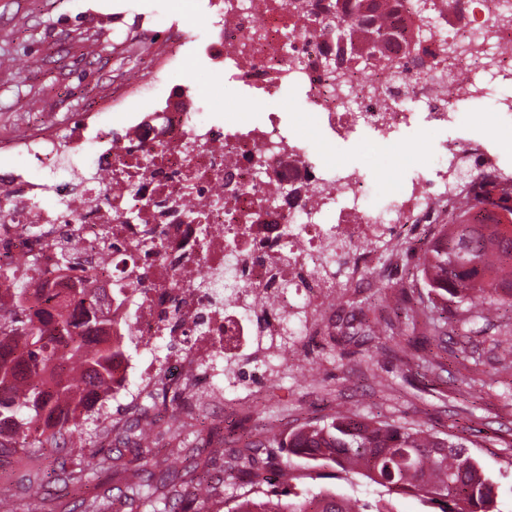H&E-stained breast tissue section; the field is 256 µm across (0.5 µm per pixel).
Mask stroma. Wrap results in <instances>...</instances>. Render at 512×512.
<instances>
[{
    "mask_svg": "<svg viewBox=\"0 0 512 512\" xmlns=\"http://www.w3.org/2000/svg\"><path fill=\"white\" fill-rule=\"evenodd\" d=\"M157 24L145 37L152 53L164 50L160 33L177 27L196 50L189 64L171 81L186 95L213 97L225 122L250 112L264 122L279 113L290 135L310 139L311 128L297 117L308 105L302 86L292 85L273 97H259L224 73V66L207 54L208 25L201 0H0V135H23L27 129L53 120L65 123L97 109L110 96L113 81L140 82L144 62L126 31L139 20ZM483 88L477 102L454 107L444 128L432 126L419 105H411L410 125L395 141L381 145L372 129L359 127L348 138L326 144L328 160L359 172L369 189L368 202L381 210L391 199V183L404 173L431 168L441 141L479 139L499 142L504 173H512V139L503 137L505 100L512 84L479 71ZM420 251L405 246L402 258L385 277L337 293L336 329L330 336H311L289 352L286 365L263 383V400L252 408L235 406V399L253 390V382L224 390L221 413L197 417L184 426L178 416L159 420L148 448H122L121 465L135 471L143 464L183 471L184 456L172 454L170 435L183 429L189 447L214 478L224 474L225 451L260 443L255 466L269 473L273 436L303 425H319L339 410L400 424L421 423L437 432L474 440L472 454L499 485L503 512H512V360L499 357L500 346L512 345V307L477 324L473 331L452 332L446 340L431 336L425 326L405 334H350L349 325L396 322L397 311L417 307L431 294L420 268ZM80 459L96 483L108 487L110 474L96 469L97 449L31 448L0 457V490L17 487L27 469L47 474ZM301 490L323 486L362 501H374L383 489L364 480L341 479L333 465L306 472L293 461Z\"/></svg>",
    "mask_w": 512,
    "mask_h": 512,
    "instance_id": "35a3bbf8",
    "label": "stroma"
}]
</instances>
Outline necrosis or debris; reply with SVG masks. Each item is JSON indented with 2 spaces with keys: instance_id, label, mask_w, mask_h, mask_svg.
<instances>
[{
  "instance_id": "necrosis-or-debris-1",
  "label": "necrosis or debris",
  "mask_w": 512,
  "mask_h": 512,
  "mask_svg": "<svg viewBox=\"0 0 512 512\" xmlns=\"http://www.w3.org/2000/svg\"><path fill=\"white\" fill-rule=\"evenodd\" d=\"M303 2L298 13L290 0H208V50L257 95L304 85L318 131L344 138L362 124L388 145L410 119L407 101L447 126L448 108L475 97L470 76L481 60L512 80V0H436L441 12L417 33L420 56L406 58L397 78L372 65L325 71L324 54L336 50L321 25L328 0ZM449 39L468 43L452 63L465 82H425L417 59L439 61ZM126 114L117 129L86 112L62 138L44 125L0 140V157L24 152L48 170L59 152L86 142L95 149L91 169L73 166L62 183L19 169L0 174V288L27 284L36 308L45 290L82 287L87 275L110 293L103 317L112 323L114 371L99 402L135 403L142 422L153 418L158 383L178 396L239 384L252 376L239 357L262 366L283 336L319 332L337 284L357 280L375 247L396 248L407 227L453 223L462 196L484 222L480 199L491 186L512 202L498 151L479 140L440 148L434 174L404 176L378 212L361 176L319 160V144L288 135L278 113L261 125L245 114L227 125L172 90L161 111ZM453 168L466 174L450 194L440 183ZM286 187L292 198L274 200ZM50 193L59 206L43 205ZM133 342L141 358L129 356Z\"/></svg>"
}]
</instances>
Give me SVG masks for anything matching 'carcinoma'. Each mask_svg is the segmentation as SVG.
<instances>
[{
  "mask_svg": "<svg viewBox=\"0 0 512 512\" xmlns=\"http://www.w3.org/2000/svg\"><path fill=\"white\" fill-rule=\"evenodd\" d=\"M435 3L421 6L403 0H341V10L329 4L324 17L336 43H355L348 56L336 51L327 66L338 71L348 60L364 63L379 59L392 73L402 72L400 44L413 37L410 18H426ZM430 292L451 297L464 306V323L487 320L506 301L512 302V237L497 224H449L436 238L422 262ZM65 309H42L31 318L14 316L16 336H0V451L25 449L36 443L59 447L68 437L83 445L92 435L77 428L76 414L99 412L92 397L112 391V344L103 341L108 330L98 316L94 288L57 297ZM152 424L137 423L115 432L122 444L147 441ZM280 448L306 464H332L346 479L365 478L390 494H412L435 512H502L496 481L485 473L468 448L473 442L457 435L443 438L431 428L394 422H371L352 411L338 412L321 426H306L283 438ZM250 448L233 450L224 461L228 479L250 477L248 490L231 498L227 512H393L390 502L375 504L347 498L328 488L297 492L290 486L277 491L268 479L254 472ZM97 468L112 472L119 495L112 489L81 498L83 512H112L119 500L129 512H199L197 500L186 487L204 489L215 498L218 488L195 475L183 484L170 480L171 472L130 478L118 469L112 451H104ZM58 480L80 491L89 481L81 463L61 466ZM6 512H56L50 505L40 472L25 477L18 492H0Z\"/></svg>",
  "mask_w": 512,
  "mask_h": 512,
  "instance_id": "1",
  "label": "carcinoma"
}]
</instances>
